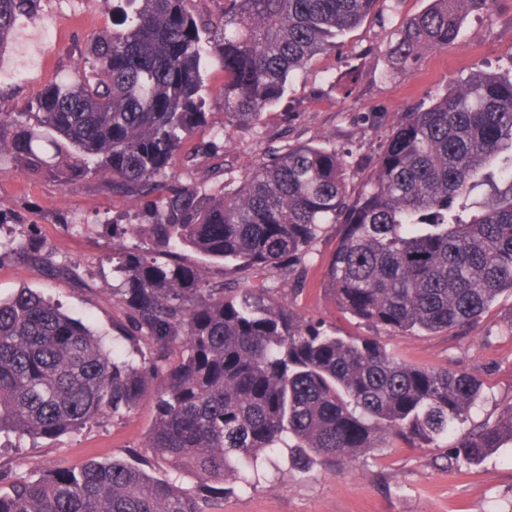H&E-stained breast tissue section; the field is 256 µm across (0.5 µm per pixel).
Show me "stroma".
Wrapping results in <instances>:
<instances>
[{
    "label": "stroma",
    "mask_w": 512,
    "mask_h": 512,
    "mask_svg": "<svg viewBox=\"0 0 512 512\" xmlns=\"http://www.w3.org/2000/svg\"><path fill=\"white\" fill-rule=\"evenodd\" d=\"M425 0H379L373 16L347 34L332 53L317 55L294 79L282 106L268 112L255 128L225 125L220 92L224 72H206L211 128L224 131L223 160L200 158L190 180L211 188L239 179L256 166L268 147L329 142L339 150L366 156L378 152L398 113L429 98L444 81L466 78L479 65L512 66V0H493L467 15L458 39L425 53L413 66H396L389 49ZM111 23L102 10L85 9L82 0H41L35 18L20 23L14 44L0 59L10 60L18 42L45 24L57 39L41 64L22 82L0 81V111L16 112L63 74L88 39ZM357 71L352 96L338 89L341 77ZM138 204L113 193L98 179L72 186L43 175L28 177L13 160L0 161V210L8 226L0 235L22 237L37 225L55 263L70 275L56 278L26 264L19 256L0 254V296L28 287L62 304L74 318L106 337L119 335L120 313L112 302L118 278L109 257L112 241L105 226L134 215ZM336 247V227L326 225L314 243L300 281L284 272L273 280L281 302L305 318H315L344 336L378 335L405 362L479 375L487 398L476 422H494L512 404V295L503 294L480 322L463 331L433 335L377 334L341 314L327 291L326 272ZM153 418V401L144 397L122 419L62 435L15 444L0 437V490L17 479H33L42 470L77 467L88 460L129 459ZM447 448L412 449L405 444L359 457L350 475L315 469L304 473L287 466L267 468L251 488L225 494L218 512H512V447L496 449L482 461L449 466Z\"/></svg>",
    "instance_id": "stroma-1"
}]
</instances>
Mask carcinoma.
<instances>
[{"instance_id": "carcinoma-1", "label": "carcinoma", "mask_w": 512, "mask_h": 512, "mask_svg": "<svg viewBox=\"0 0 512 512\" xmlns=\"http://www.w3.org/2000/svg\"><path fill=\"white\" fill-rule=\"evenodd\" d=\"M112 27L91 38L66 78L23 112H0V156L69 186L97 178L143 203L114 224L113 305L129 347L30 288L0 298V435L54 439L131 412L148 394L143 447L216 492L259 477L282 448L292 467L361 453L446 444L474 463L512 445V406L464 429L483 398L476 374L412 365L375 336H337L281 303L273 270L299 281L325 224L339 226L327 271L336 307L393 334L465 330L512 294V70L475 69L401 113L381 151L318 143L273 149L235 187L184 180L174 157L207 126V66L224 69V120L253 127L318 54L334 51L379 0H110ZM489 0H429L392 47L403 66L443 49ZM40 0H0V50ZM366 165L350 195L346 176ZM12 251L61 277L35 228ZM194 251L255 282L210 281L198 265L156 255ZM150 346V357L135 350ZM0 512H203L167 479L125 460L58 468L0 492Z\"/></svg>"}]
</instances>
